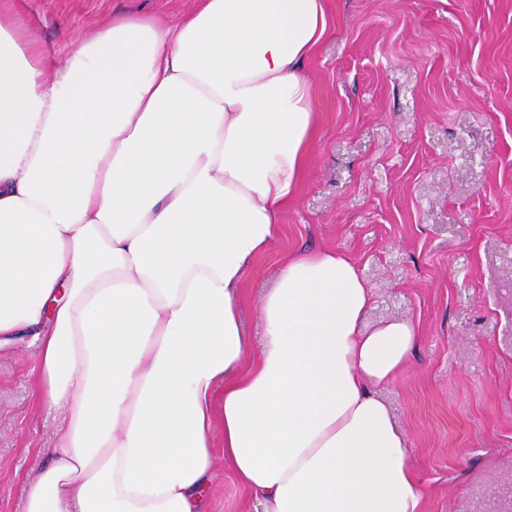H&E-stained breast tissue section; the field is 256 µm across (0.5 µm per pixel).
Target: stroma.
I'll return each mask as SVG.
<instances>
[{"instance_id":"obj_1","label":"stroma","mask_w":512,"mask_h":512,"mask_svg":"<svg viewBox=\"0 0 512 512\" xmlns=\"http://www.w3.org/2000/svg\"><path fill=\"white\" fill-rule=\"evenodd\" d=\"M195 0H12L16 22L62 63L112 14L176 25ZM307 64L316 126L281 236L241 300L252 350L260 298L284 253L347 254L373 290L369 323H417L420 342L383 396L426 489L425 512H512V0H328ZM37 350L0 348V512L28 483L61 412L35 398ZM207 512H246L224 461Z\"/></svg>"}]
</instances>
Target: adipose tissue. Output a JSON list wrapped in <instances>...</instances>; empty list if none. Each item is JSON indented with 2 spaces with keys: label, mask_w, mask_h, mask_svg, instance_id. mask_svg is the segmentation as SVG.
Masks as SVG:
<instances>
[{
  "label": "adipose tissue",
  "mask_w": 512,
  "mask_h": 512,
  "mask_svg": "<svg viewBox=\"0 0 512 512\" xmlns=\"http://www.w3.org/2000/svg\"><path fill=\"white\" fill-rule=\"evenodd\" d=\"M327 0L113 17L64 64L0 0V340L31 336L68 421L27 512H204L224 459L254 512H424L379 390L408 319L333 249L285 254L256 356L239 298L312 141Z\"/></svg>",
  "instance_id": "adipose-tissue-1"
}]
</instances>
